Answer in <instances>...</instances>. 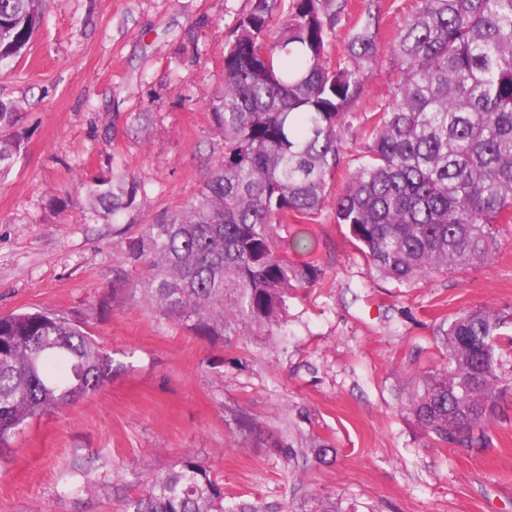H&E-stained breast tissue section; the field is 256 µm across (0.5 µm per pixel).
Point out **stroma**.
<instances>
[{
  "mask_svg": "<svg viewBox=\"0 0 512 512\" xmlns=\"http://www.w3.org/2000/svg\"><path fill=\"white\" fill-rule=\"evenodd\" d=\"M417 0H348L335 25L341 56L366 12L378 55L345 131L332 181L355 164L363 123L390 95V46ZM250 0H47L27 53L0 67L24 151L0 180V315L47 309L81 325L112 358L104 388L34 419L0 473V512H121L152 473L199 457L229 500L265 512H512V387L486 446L435 441L398 399L441 369L440 325L491 307L512 313V224L494 258L412 288L379 278L329 217L289 219L306 234L289 261L324 277L297 289L268 336L211 342L113 293L127 238L197 196L224 151L205 99ZM134 177L133 224L91 218L79 178ZM258 422L246 434L238 415ZM293 442L288 460L267 440ZM329 444L325 458L315 447ZM90 487L75 492L73 465Z\"/></svg>",
  "mask_w": 512,
  "mask_h": 512,
  "instance_id": "obj_1",
  "label": "stroma"
}]
</instances>
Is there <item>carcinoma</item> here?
<instances>
[{
    "label": "carcinoma",
    "mask_w": 512,
    "mask_h": 512,
    "mask_svg": "<svg viewBox=\"0 0 512 512\" xmlns=\"http://www.w3.org/2000/svg\"><path fill=\"white\" fill-rule=\"evenodd\" d=\"M46 0H0V64L25 55ZM251 0L224 49L221 89L208 116L224 141L199 196L170 220L145 224L122 261L142 299L193 336L222 339L280 326L288 295L316 284L313 266L283 256L288 218L326 210L385 280L415 287L492 260L512 223V0H418L393 41L389 100L366 118L363 145L342 189L331 182L345 150L352 103L376 62L378 17L360 22L331 61V0ZM0 99V176L23 140ZM96 216L135 223L140 185L128 175L80 180ZM494 309L460 313L440 328L446 365L418 378L402 405L437 440L466 451L487 441L500 386L512 382V336ZM112 359L80 325L51 311L0 315V470L33 419L100 391ZM224 485L186 455L153 475L123 512H263L224 506Z\"/></svg>",
    "instance_id": "obj_1"
}]
</instances>
